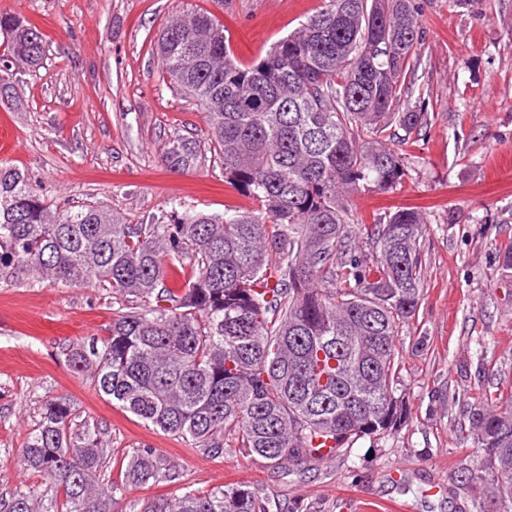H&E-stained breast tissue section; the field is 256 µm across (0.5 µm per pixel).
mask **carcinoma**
I'll return each instance as SVG.
<instances>
[{"instance_id":"1","label":"carcinoma","mask_w":512,"mask_h":512,"mask_svg":"<svg viewBox=\"0 0 512 512\" xmlns=\"http://www.w3.org/2000/svg\"><path fill=\"white\" fill-rule=\"evenodd\" d=\"M0 107L11 82L42 61L45 35L0 12ZM415 0H325L251 64L235 58L208 12L168 23L156 44L162 74L205 112L224 180L259 204L222 215L163 210L125 224L94 205L52 206L19 168L0 163V281L51 280L112 291L107 335L64 353L70 370L120 408L209 457L225 445L271 464L324 463L356 438L404 421L396 395L399 329L421 299L424 221L401 207L381 224L349 222L351 195L405 182L402 154L380 140L411 134L424 112L400 101L422 65ZM188 137L162 155L188 170ZM377 240L373 258L357 232ZM191 268L180 288L169 271ZM480 470L512 512V391L470 405ZM109 456L102 430L76 423L70 401L42 406L23 464L49 489L0 498V512H111L116 486L96 481ZM178 478L152 448L131 456L123 486ZM146 512H272L246 484L188 489Z\"/></svg>"}]
</instances>
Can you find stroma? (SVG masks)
<instances>
[{"label":"stroma","mask_w":512,"mask_h":512,"mask_svg":"<svg viewBox=\"0 0 512 512\" xmlns=\"http://www.w3.org/2000/svg\"><path fill=\"white\" fill-rule=\"evenodd\" d=\"M422 65L402 110L426 106L412 134L387 129L405 159L402 188L353 199L352 219L375 224L400 206L422 209V299L401 329L406 421L395 434L358 439L326 465L285 468L225 448L212 458L102 398L62 354L105 334L112 299L96 287L0 282V495L39 487L20 461L41 404L69 397L79 421L98 425L111 450L99 483L117 485L112 512H143L157 498L243 482L281 512H362L365 502L409 512H499L486 485H461L483 452L467 411L482 390L512 389V0H416ZM323 0H0L47 37L42 64L18 73L17 109H0V161L24 169L49 203L98 205L147 224L168 202L191 212L249 211L255 201L224 181L205 114L169 88L153 55L163 27L213 13L237 58L251 63L313 15ZM195 139L196 164L167 167L176 135ZM153 447L172 482L122 488L127 457Z\"/></svg>","instance_id":"stroma-1"}]
</instances>
